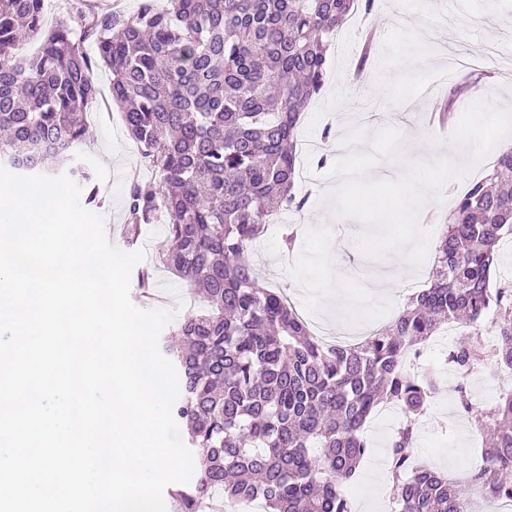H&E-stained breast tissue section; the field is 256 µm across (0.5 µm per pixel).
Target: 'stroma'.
<instances>
[{
  "label": "stroma",
  "instance_id": "stroma-1",
  "mask_svg": "<svg viewBox=\"0 0 512 512\" xmlns=\"http://www.w3.org/2000/svg\"><path fill=\"white\" fill-rule=\"evenodd\" d=\"M397 0H376L371 15L356 13L331 42L327 53V74L360 77L371 91L357 98L342 96L324 87L304 112L297 130L302 145L294 191L304 197L301 211L284 210L275 215L264 233L247 248V255L261 283L286 290L290 303L307 322L313 334L324 326L355 328L365 323L388 324L403 311L415 283L427 274V267L401 269L392 303L380 302L370 294L372 279L400 269L394 254L372 260L351 254L339 271H331L326 256L335 241H352L364 227L354 218L337 219L330 196L343 182L331 165H319L320 156L336 153L333 135L344 131L352 137L371 141L380 130L393 127L410 134L428 127V114L448 96L451 86L462 92L448 119L449 141L461 116L475 97L471 86L487 82L485 96L496 106L512 107V0H410L401 31H392ZM88 138L76 150L78 160L94 174L98 203L94 213L104 215L116 230L113 243L124 247L122 232L127 223V172L136 167L142 180L152 179L142 168L139 151L129 137L117 106L97 101L89 106ZM469 172L451 183L442 211L434 213L429 225L433 238H440L459 196L469 182L482 178L489 160L472 162L459 157ZM308 223L309 230L293 251H286L283 237L294 224ZM166 236L161 225L142 228L138 245L145 248V264L153 268L150 288L160 296V308L185 315L203 309L205 300L188 283L171 275L154 261L164 248ZM458 376L447 370L440 390L421 417L416 460L445 473L466 477L479 459L486 438L483 430L459 411L455 388ZM512 388V374L486 364L471 377L468 391L474 404H494L502 391ZM399 426L385 421L367 434L370 451L360 462L351 488L370 512H392L396 508V487L389 470L373 475L374 465L385 459L388 445Z\"/></svg>",
  "mask_w": 512,
  "mask_h": 512
}]
</instances>
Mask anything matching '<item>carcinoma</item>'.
I'll return each instance as SVG.
<instances>
[{
    "label": "carcinoma",
    "instance_id": "1",
    "mask_svg": "<svg viewBox=\"0 0 512 512\" xmlns=\"http://www.w3.org/2000/svg\"><path fill=\"white\" fill-rule=\"evenodd\" d=\"M356 2L168 0L156 10L143 0L129 16L109 0H71L84 19L75 31L45 28L43 0H0V161L22 175L61 168L90 186L74 151L98 94L94 68L108 69L112 102L155 174L131 183L127 239L166 213L160 262L208 302L173 331L179 345L163 346L182 381L173 417L201 455L194 482L173 492L178 512H212L217 494L230 509L253 500L264 512H350L363 430L385 402L404 412L388 449L399 512H473L472 495L512 501V391L480 408L466 383L487 362L512 372V282L490 285L512 236V149L448 215L427 287L356 344H320L245 256L277 208L304 207L293 192L296 127ZM22 30L39 42L29 59L16 52ZM450 322L468 328L450 354L457 406L491 431L485 466L463 486L412 466L416 418L439 381L405 363ZM487 328L490 351L480 344Z\"/></svg>",
    "mask_w": 512,
    "mask_h": 512
}]
</instances>
